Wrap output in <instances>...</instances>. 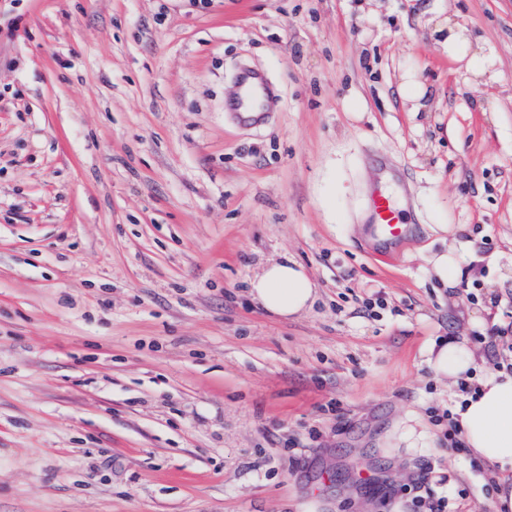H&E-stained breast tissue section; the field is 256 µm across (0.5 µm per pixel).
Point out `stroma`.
I'll use <instances>...</instances> for the list:
<instances>
[{
	"label": "stroma",
	"mask_w": 512,
	"mask_h": 512,
	"mask_svg": "<svg viewBox=\"0 0 512 512\" xmlns=\"http://www.w3.org/2000/svg\"><path fill=\"white\" fill-rule=\"evenodd\" d=\"M376 182L411 213L391 263ZM283 254L299 318L250 295ZM506 335L512 0H0V512H495L425 350ZM447 31L448 35L443 40L437 41L438 44L449 54L457 56L458 59H464L466 55L459 54V50L460 47L469 45L466 29L455 25L449 26L447 19ZM238 95L227 104L238 121L245 125L260 122L270 112L273 97L264 77L251 69H243L239 76ZM429 263L431 266L430 274L445 285H448V279H452L457 275L458 267L453 259L448 256V251L434 253ZM250 294L264 311L279 317L299 316L317 298L314 282L289 255L268 261L250 281Z\"/></svg>",
	"instance_id": "stroma-1"
}]
</instances>
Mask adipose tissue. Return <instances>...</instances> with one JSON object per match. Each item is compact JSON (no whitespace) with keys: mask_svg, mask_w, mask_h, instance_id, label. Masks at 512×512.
<instances>
[{"mask_svg":"<svg viewBox=\"0 0 512 512\" xmlns=\"http://www.w3.org/2000/svg\"><path fill=\"white\" fill-rule=\"evenodd\" d=\"M250 294L264 311L279 317L301 315L317 298L314 282L287 255L263 266L250 282ZM427 365L438 380L469 382L453 408L454 419L473 456L502 474L496 512H512V370L481 365L464 340L431 342Z\"/></svg>","mask_w":512,"mask_h":512,"instance_id":"ef3b65f1","label":"adipose tissue"}]
</instances>
